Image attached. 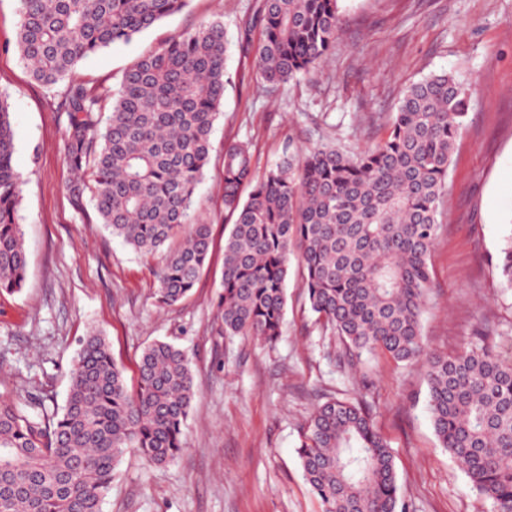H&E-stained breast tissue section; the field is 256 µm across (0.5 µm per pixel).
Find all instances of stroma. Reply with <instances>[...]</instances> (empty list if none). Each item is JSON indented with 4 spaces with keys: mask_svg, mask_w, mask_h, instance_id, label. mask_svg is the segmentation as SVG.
I'll return each instance as SVG.
<instances>
[{
    "mask_svg": "<svg viewBox=\"0 0 512 512\" xmlns=\"http://www.w3.org/2000/svg\"><path fill=\"white\" fill-rule=\"evenodd\" d=\"M260 4L190 0L70 74L115 89L143 53L200 22L224 23L229 82L195 193L213 251L190 296L163 308L155 292L164 253H137L99 224L94 209L73 210L66 117L19 61L18 0H0V91L10 95L28 258L22 290L0 295V399L62 408L72 361L94 330L135 387L143 347L165 340L185 350L194 376L186 448L158 466L126 455L101 512H320L296 450L315 407L331 398L367 403L393 452L407 512H492L435 435L424 363L376 354L355 369L338 366L341 344L305 305L297 267L289 269L276 345L225 338L216 304L225 141L250 140L261 173L289 147L328 140L357 151L385 136L409 84L446 72L470 85L472 97L440 205L422 334L432 354L483 345L512 361V290L498 266L512 223V0H340L343 34L324 63L311 78L274 90L257 74L256 42L243 39Z\"/></svg>",
    "mask_w": 512,
    "mask_h": 512,
    "instance_id": "1",
    "label": "stroma"
}]
</instances>
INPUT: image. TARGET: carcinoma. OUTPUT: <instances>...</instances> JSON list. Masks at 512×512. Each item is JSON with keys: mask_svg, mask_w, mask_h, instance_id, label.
Instances as JSON below:
<instances>
[{"mask_svg": "<svg viewBox=\"0 0 512 512\" xmlns=\"http://www.w3.org/2000/svg\"><path fill=\"white\" fill-rule=\"evenodd\" d=\"M188 2L19 0L15 42L21 63L66 116L65 160L89 178L99 223L146 254L184 235L157 274L162 306L192 292L212 252L211 224L194 204L224 100V23L203 21L141 55L116 91L69 73ZM255 31L263 82L299 80L340 38L339 0H263L246 39ZM469 102V88L454 76L429 75L405 89L379 143L348 152L321 142L284 155L262 176L250 142L224 143V211L232 223L218 309L224 337L276 342L296 261L310 311L339 336L351 365L378 352L396 362L425 359L427 410L441 447L493 512H512V362L487 347L430 355L421 331L439 203ZM13 153L0 95V293L7 294L20 292L27 274ZM500 269L511 289L512 234ZM70 374L59 411L30 413L0 401V512H101L125 454L163 465L183 450L195 391L182 349L147 345L131 391L106 337L93 331ZM297 453L322 512H404L393 455L364 404L320 405Z\"/></svg>", "mask_w": 512, "mask_h": 512, "instance_id": "cac0c4a2", "label": "carcinoma"}]
</instances>
